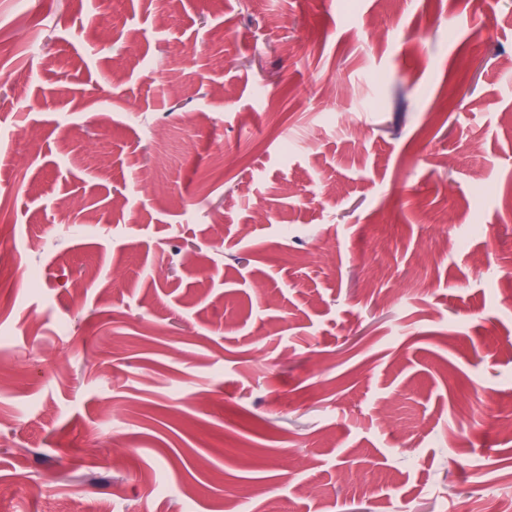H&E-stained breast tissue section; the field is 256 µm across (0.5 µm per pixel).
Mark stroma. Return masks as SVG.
I'll use <instances>...</instances> for the list:
<instances>
[{
    "label": "stroma",
    "instance_id": "1",
    "mask_svg": "<svg viewBox=\"0 0 512 512\" xmlns=\"http://www.w3.org/2000/svg\"><path fill=\"white\" fill-rule=\"evenodd\" d=\"M2 37L0 512L512 491V0H0Z\"/></svg>",
    "mask_w": 512,
    "mask_h": 512
}]
</instances>
